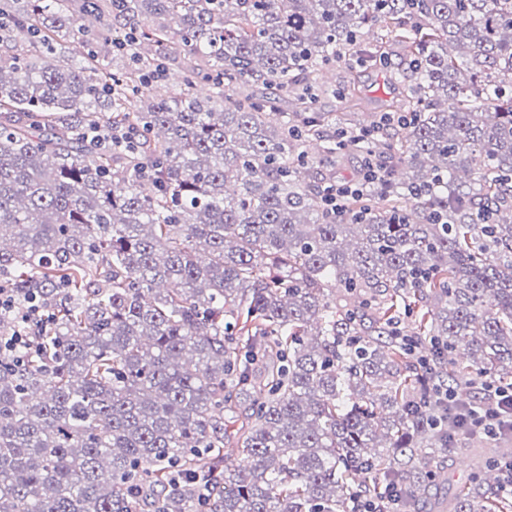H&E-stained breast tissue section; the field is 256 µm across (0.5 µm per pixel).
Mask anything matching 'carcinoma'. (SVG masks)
I'll return each instance as SVG.
<instances>
[{
    "instance_id": "1",
    "label": "carcinoma",
    "mask_w": 512,
    "mask_h": 512,
    "mask_svg": "<svg viewBox=\"0 0 512 512\" xmlns=\"http://www.w3.org/2000/svg\"><path fill=\"white\" fill-rule=\"evenodd\" d=\"M2 11L0 285L50 320L0 358V512H134L176 480L158 512H349L383 491L430 494L447 464L420 452L463 428L465 389L512 383V0ZM107 13L125 21L110 38L86 24ZM77 32L82 60L49 64ZM391 42L406 51L391 78L408 122L381 136L378 115L347 126L313 111L320 91L354 97L319 86L325 66L386 70ZM176 58L181 92L140 106ZM249 84L277 101L234 96ZM92 126L136 141L92 144ZM309 140L331 165L373 158L381 177L329 213ZM241 405L253 426L231 469L222 444ZM499 484L478 469L434 507L505 512Z\"/></svg>"
}]
</instances>
